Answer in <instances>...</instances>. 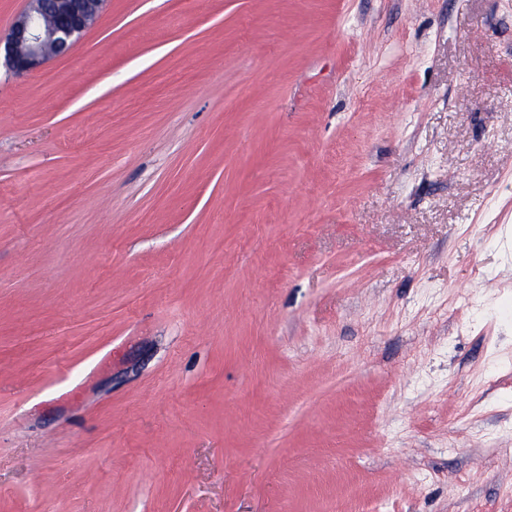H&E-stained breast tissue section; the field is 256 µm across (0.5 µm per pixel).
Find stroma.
I'll use <instances>...</instances> for the list:
<instances>
[{
	"instance_id": "35a3bbf8",
	"label": "stroma",
	"mask_w": 512,
	"mask_h": 512,
	"mask_svg": "<svg viewBox=\"0 0 512 512\" xmlns=\"http://www.w3.org/2000/svg\"><path fill=\"white\" fill-rule=\"evenodd\" d=\"M512 0H107L0 65V512H512Z\"/></svg>"
}]
</instances>
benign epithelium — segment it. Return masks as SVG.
I'll list each match as a JSON object with an SVG mask.
<instances>
[{
	"instance_id": "1",
	"label": "benign epithelium",
	"mask_w": 512,
	"mask_h": 512,
	"mask_svg": "<svg viewBox=\"0 0 512 512\" xmlns=\"http://www.w3.org/2000/svg\"><path fill=\"white\" fill-rule=\"evenodd\" d=\"M105 0H26L0 54L18 73L39 70L52 58L64 57L95 23Z\"/></svg>"
}]
</instances>
